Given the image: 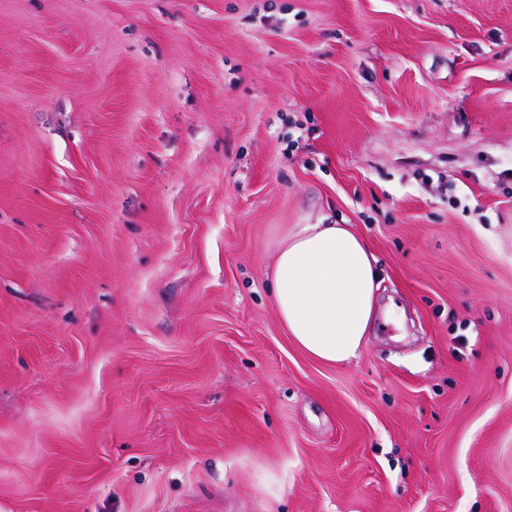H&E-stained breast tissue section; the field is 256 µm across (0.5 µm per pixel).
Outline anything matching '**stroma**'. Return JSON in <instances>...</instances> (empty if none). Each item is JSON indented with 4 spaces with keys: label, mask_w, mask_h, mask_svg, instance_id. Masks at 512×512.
<instances>
[{
    "label": "stroma",
    "mask_w": 512,
    "mask_h": 512,
    "mask_svg": "<svg viewBox=\"0 0 512 512\" xmlns=\"http://www.w3.org/2000/svg\"><path fill=\"white\" fill-rule=\"evenodd\" d=\"M0 512H512V0H0ZM380 285L368 244L348 224H297L278 245L273 303L290 338L320 362L358 356Z\"/></svg>",
    "instance_id": "35a3bbf8"
}]
</instances>
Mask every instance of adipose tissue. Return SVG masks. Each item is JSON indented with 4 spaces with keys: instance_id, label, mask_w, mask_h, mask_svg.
I'll use <instances>...</instances> for the list:
<instances>
[{
    "instance_id": "1",
    "label": "adipose tissue",
    "mask_w": 512,
    "mask_h": 512,
    "mask_svg": "<svg viewBox=\"0 0 512 512\" xmlns=\"http://www.w3.org/2000/svg\"><path fill=\"white\" fill-rule=\"evenodd\" d=\"M380 273L345 224H299L277 248L271 296L294 343L327 364L354 360L374 315Z\"/></svg>"
}]
</instances>
